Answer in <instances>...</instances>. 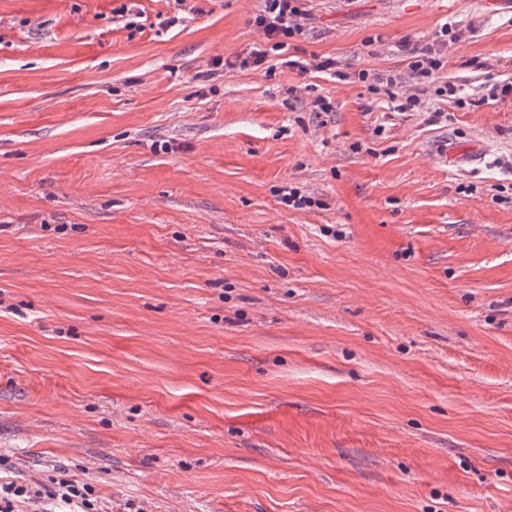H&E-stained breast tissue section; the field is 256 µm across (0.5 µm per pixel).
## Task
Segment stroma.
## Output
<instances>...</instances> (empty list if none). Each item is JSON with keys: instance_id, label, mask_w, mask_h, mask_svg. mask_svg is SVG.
<instances>
[{"instance_id": "obj_1", "label": "stroma", "mask_w": 512, "mask_h": 512, "mask_svg": "<svg viewBox=\"0 0 512 512\" xmlns=\"http://www.w3.org/2000/svg\"><path fill=\"white\" fill-rule=\"evenodd\" d=\"M189 5L0 0V455L113 512H512V8L304 0L227 72L260 0ZM445 23L464 107L357 80ZM261 9L252 19L253 25L263 36V44L251 46L246 56L235 61L225 60L221 65L228 69H248L262 65L271 50L288 46V40L303 34L307 13L302 9L303 0H262ZM288 67L297 69L300 73H307L308 71L326 72L330 75L336 76L339 80H345L346 75L337 69L338 62L336 58L330 56H315L311 59H288Z\"/></svg>"}]
</instances>
